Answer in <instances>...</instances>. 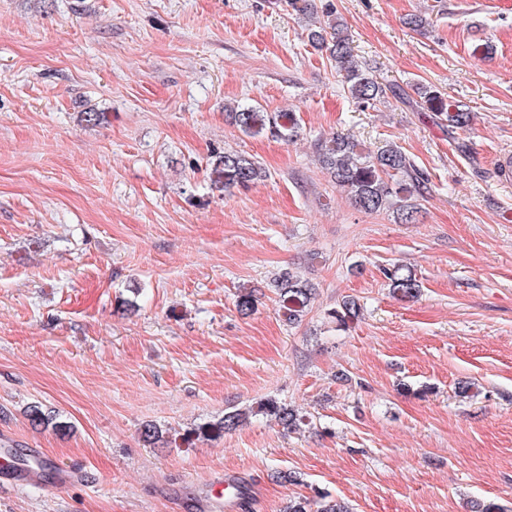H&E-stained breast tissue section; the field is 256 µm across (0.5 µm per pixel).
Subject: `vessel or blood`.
<instances>
[{
  "label": "vessel or blood",
  "mask_w": 512,
  "mask_h": 512,
  "mask_svg": "<svg viewBox=\"0 0 512 512\" xmlns=\"http://www.w3.org/2000/svg\"><path fill=\"white\" fill-rule=\"evenodd\" d=\"M81 476L80 470L61 466L40 451L0 448V487L48 484L63 489ZM239 484V477L233 474L217 478L209 494L197 501L198 512H217L221 507L235 508Z\"/></svg>",
  "instance_id": "1"
}]
</instances>
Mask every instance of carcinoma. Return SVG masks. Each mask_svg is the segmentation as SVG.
I'll list each match as a JSON object with an SVG mask.
<instances>
[{
  "label": "carcinoma",
  "instance_id": "obj_1",
  "mask_svg": "<svg viewBox=\"0 0 512 512\" xmlns=\"http://www.w3.org/2000/svg\"><path fill=\"white\" fill-rule=\"evenodd\" d=\"M310 46L326 53L335 62L337 73L352 98L364 106H373L386 93L385 86L372 72L356 62L344 24L325 12L324 20L308 29ZM421 104L433 113L435 119L445 121L452 129L467 128L472 124L473 115L456 102L445 97L432 86L419 88ZM229 118L246 134L266 133L275 140L290 142L297 137L299 123L292 112H265L256 106H237L230 109ZM318 158L324 168L330 170L336 186L346 192L350 201L368 213L390 211L403 224L416 222L417 208L412 203L414 194L425 184V176L416 169L409 157L397 146L388 145L375 156H365L357 149V143L350 137L336 134L318 143ZM214 181L224 190L248 188L267 178V171L256 159L237 152L216 153L212 160ZM383 275L391 283L394 292L402 299L414 297L421 284L413 271L394 264L383 269ZM281 307L288 322L297 321L310 305L314 288L292 272H284L274 281ZM340 323H346L359 315L355 300L347 298L334 311ZM261 412L275 417L284 429L293 433L304 424L297 411L283 403L271 400L261 406ZM26 416L37 428L52 422L36 403L29 405ZM247 417L246 412L236 410L224 414L219 429L229 432L236 429ZM54 423V422H52ZM63 423H54V428ZM285 512H350L345 502L322 496L315 503L304 498L288 501Z\"/></svg>",
  "mask_w": 512,
  "mask_h": 512
}]
</instances>
